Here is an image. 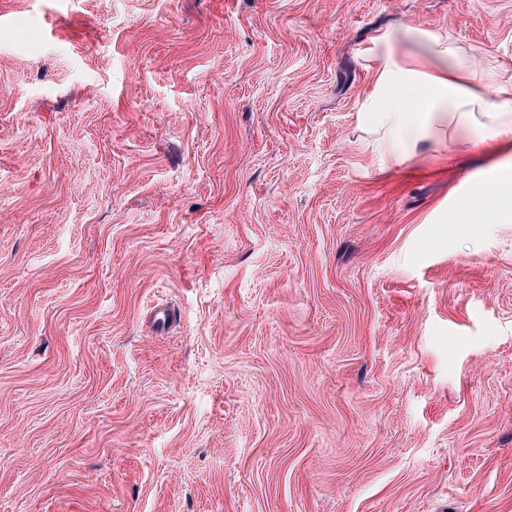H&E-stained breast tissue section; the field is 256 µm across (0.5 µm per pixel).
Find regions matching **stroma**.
Segmentation results:
<instances>
[{
	"mask_svg": "<svg viewBox=\"0 0 512 512\" xmlns=\"http://www.w3.org/2000/svg\"><path fill=\"white\" fill-rule=\"evenodd\" d=\"M405 27L512 75V0H0V512H512V223L357 121Z\"/></svg>",
	"mask_w": 512,
	"mask_h": 512,
	"instance_id": "stroma-1",
	"label": "stroma"
}]
</instances>
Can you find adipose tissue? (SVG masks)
Here are the masks:
<instances>
[{
    "instance_id": "obj_1",
    "label": "adipose tissue",
    "mask_w": 512,
    "mask_h": 512,
    "mask_svg": "<svg viewBox=\"0 0 512 512\" xmlns=\"http://www.w3.org/2000/svg\"><path fill=\"white\" fill-rule=\"evenodd\" d=\"M368 53L372 80L359 123L381 131L384 156L395 165L450 134L478 149L494 189L481 196L480 224L512 222V76L494 78L484 94L482 61L447 35L402 28L381 33ZM401 93L406 107L388 104Z\"/></svg>"
}]
</instances>
